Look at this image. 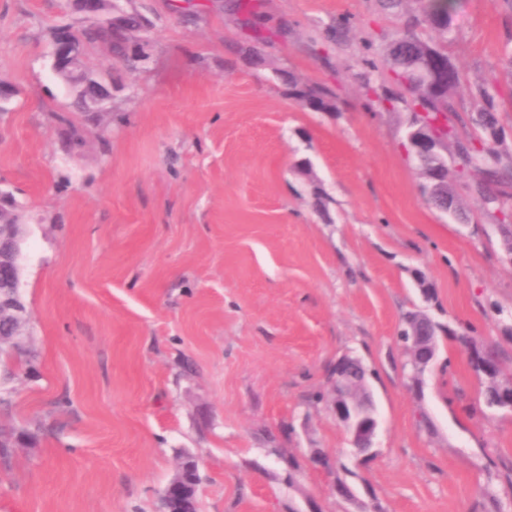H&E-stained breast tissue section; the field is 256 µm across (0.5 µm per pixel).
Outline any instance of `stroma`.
Returning a JSON list of instances; mask_svg holds the SVG:
<instances>
[{
	"label": "stroma",
	"instance_id": "obj_1",
	"mask_svg": "<svg viewBox=\"0 0 512 512\" xmlns=\"http://www.w3.org/2000/svg\"><path fill=\"white\" fill-rule=\"evenodd\" d=\"M122 0L152 23L138 70L113 66L101 122L64 121L51 31L63 0H0V190L26 229L21 294L34 355L13 384L0 512H158L179 458L199 512H346L309 456L335 454L381 512H512V411L485 406L469 347L444 339L420 380L398 340L418 310L496 344L512 376V258L483 201L463 224L430 207L403 146L411 114L358 75L403 19L377 0ZM349 22L345 39L329 37ZM449 54L457 110L497 78L498 149L512 153V10L462 0ZM259 55L239 56L258 27ZM332 87L333 112L280 71ZM310 165L313 177L300 174ZM360 358L382 421L357 465L328 406L330 370ZM304 470L289 487L282 459Z\"/></svg>",
	"mask_w": 512,
	"mask_h": 512
}]
</instances>
